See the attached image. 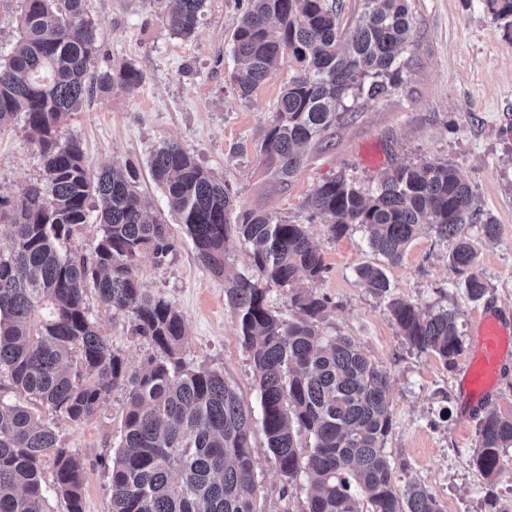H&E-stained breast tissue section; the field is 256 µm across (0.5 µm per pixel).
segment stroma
Instances as JSON below:
<instances>
[{
	"mask_svg": "<svg viewBox=\"0 0 512 512\" xmlns=\"http://www.w3.org/2000/svg\"><path fill=\"white\" fill-rule=\"evenodd\" d=\"M87 4L101 31L97 70L129 62L143 82L130 92L91 93L60 136L80 142L92 169L133 163L142 196L153 214L165 216L176 253L160 267L142 258L139 276L144 288L163 293L181 312L186 362L223 373L248 406L258 512H303L309 485L305 473L288 479L278 472L259 425L254 367L224 301V283L202 265L185 226L167 214L150 157L169 142L222 180L237 210L305 225L325 266L320 278L306 283L326 302L322 333L351 338L388 376L392 429L385 451L402 482L425 486L443 512H512V448L503 453L499 476L481 475L473 455L482 414L462 411L457 368L411 347L390 312L394 299L430 313L456 312L465 339L484 305L512 315V27L490 22L482 0H411L414 31L402 53L403 89L340 113L321 142L306 147L297 175L282 185L270 174L261 145L294 70L281 64L250 96H240L231 80L237 67L232 35L247 0H206L187 39L166 25L170 0ZM417 161L451 162L474 187L484 218L500 228L494 240L485 239L479 225L464 229L477 254L474 270L488 286L482 299L468 294L450 265L454 240L421 232L392 264L370 247L364 228L335 238L311 213L309 199L337 174L371 193L385 171ZM42 174L39 150L25 141L20 125L0 129V195L16 196ZM366 265L383 268L387 293L364 288L358 271ZM86 299L112 350L129 371L138 370L151 346L132 335L126 317L112 316L94 294ZM124 408L125 394L117 388L79 424L40 413L84 466L85 512H112V457Z\"/></svg>",
	"mask_w": 512,
	"mask_h": 512,
	"instance_id": "1",
	"label": "stroma"
}]
</instances>
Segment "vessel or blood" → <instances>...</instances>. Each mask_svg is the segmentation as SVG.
Here are the masks:
<instances>
[{"mask_svg":"<svg viewBox=\"0 0 512 512\" xmlns=\"http://www.w3.org/2000/svg\"><path fill=\"white\" fill-rule=\"evenodd\" d=\"M509 357H512V319L494 307L484 308L474 324L470 354L459 370V388L466 409H474L476 400L489 399L492 393V384L477 385V373L495 376Z\"/></svg>","mask_w":512,"mask_h":512,"instance_id":"b4317fda","label":"vessel or blood"}]
</instances>
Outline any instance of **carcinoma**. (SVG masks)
<instances>
[{
    "instance_id": "cac0c4a2",
    "label": "carcinoma",
    "mask_w": 512,
    "mask_h": 512,
    "mask_svg": "<svg viewBox=\"0 0 512 512\" xmlns=\"http://www.w3.org/2000/svg\"><path fill=\"white\" fill-rule=\"evenodd\" d=\"M20 36L0 59V128L23 114L22 133L42 157L43 177L13 198L0 197V375L73 423L98 413L115 388L125 392L122 435L112 459V512H257L252 420L224 374L181 357L183 317L169 298L144 288L139 263L160 266L175 250L165 221L148 215L136 169L128 162L94 173L80 142L59 129L95 90L132 91L143 80L131 64L95 71L101 32L87 0H23ZM170 32L194 35L205 0H173ZM358 21L342 25L336 0H248L233 34L240 66L232 80L246 97L279 68L296 63L281 92L262 153L284 184L302 166L301 149L336 123L350 95L384 97L402 82L400 56L414 27L410 0H361ZM495 23L512 24V0H484ZM151 171L169 213L186 230L204 267L224 280V299L257 375L261 427L275 465L290 479L302 471L312 492L303 512H442L414 482L398 485L384 452L392 420L387 374L346 336H325L317 322L325 301L295 287L318 278L323 257L301 224L271 213L233 214L224 183L176 142L159 148ZM97 204L101 237L69 248ZM475 190L448 162H417L385 173L368 196L343 175L324 182L310 207L333 237L351 226L370 231V247L399 261L423 224L439 238L479 224L488 239L498 225L481 218ZM239 234L254 274L226 268L224 244ZM475 251L461 238L450 256L474 299L487 293L472 272ZM362 284L388 291L385 271L359 269ZM292 288L299 316L266 305L272 288ZM93 290L113 316L154 349L130 372L86 305ZM391 313L409 344L451 366L463 349L458 314L424 315L403 300ZM313 439L303 453L297 434ZM512 447V418L489 409L478 424L473 462L486 478L502 471ZM66 512H84V467L55 431L27 407L0 396V512H45V466Z\"/></svg>"
}]
</instances>
